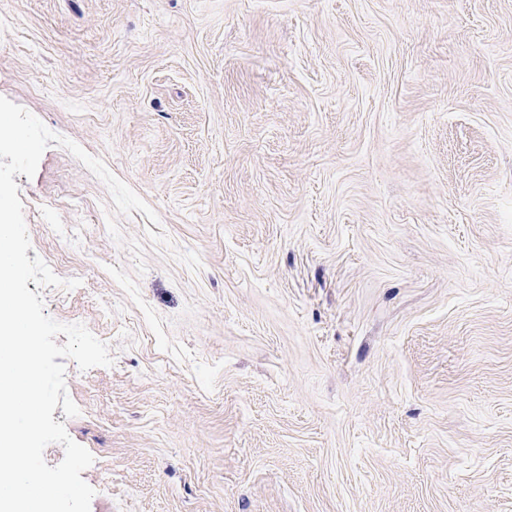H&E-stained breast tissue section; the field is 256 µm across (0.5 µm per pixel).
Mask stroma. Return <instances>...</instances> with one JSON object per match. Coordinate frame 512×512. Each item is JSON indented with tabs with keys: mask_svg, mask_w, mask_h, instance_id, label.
<instances>
[{
	"mask_svg": "<svg viewBox=\"0 0 512 512\" xmlns=\"http://www.w3.org/2000/svg\"><path fill=\"white\" fill-rule=\"evenodd\" d=\"M0 96L159 216L15 178L90 512H512V0H0Z\"/></svg>",
	"mask_w": 512,
	"mask_h": 512,
	"instance_id": "1",
	"label": "stroma"
}]
</instances>
